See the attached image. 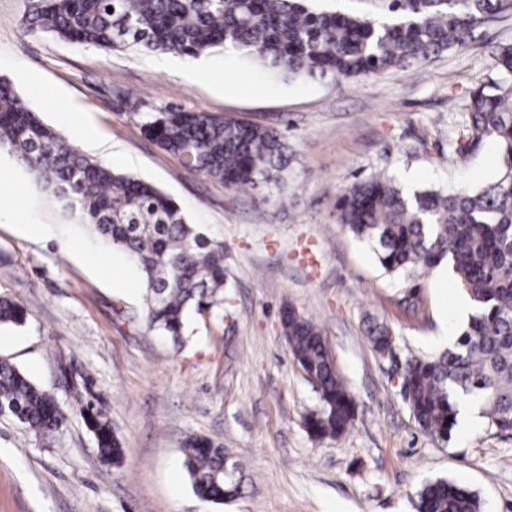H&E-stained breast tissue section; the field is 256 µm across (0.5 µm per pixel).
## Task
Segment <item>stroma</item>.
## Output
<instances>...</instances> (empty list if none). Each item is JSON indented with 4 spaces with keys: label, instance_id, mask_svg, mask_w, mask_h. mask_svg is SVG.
<instances>
[{
    "label": "stroma",
    "instance_id": "1",
    "mask_svg": "<svg viewBox=\"0 0 512 512\" xmlns=\"http://www.w3.org/2000/svg\"><path fill=\"white\" fill-rule=\"evenodd\" d=\"M31 4L0 0V80L84 154L150 180L223 240L224 315L197 318L182 347L150 328L141 270L63 218L0 152V297L27 313L23 326L0 325V357L70 411L48 443L0 419V512H416L418 491L437 478L469 487L481 512H512V435L477 415L450 441L432 439L399 392L406 358L459 334L466 294L453 281L440 291L432 269L386 274L335 210L346 185L374 172L405 190L497 179L493 143L464 157L448 143L466 130L472 91L499 77L512 10L418 73L339 82L275 77L234 52H106L32 34ZM169 106L277 127L295 152L280 190L225 188L159 149L140 117ZM287 304L321 328L355 403L340 438L304 427L320 401L283 336ZM369 315L395 334L393 356L372 349ZM92 393L122 441L120 466L99 459L74 411ZM190 435L241 461L238 496L220 505L193 492Z\"/></svg>",
    "mask_w": 512,
    "mask_h": 512
}]
</instances>
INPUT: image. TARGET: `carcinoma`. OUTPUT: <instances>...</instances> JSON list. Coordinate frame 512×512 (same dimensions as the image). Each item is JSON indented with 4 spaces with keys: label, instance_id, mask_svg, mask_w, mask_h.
<instances>
[{
    "label": "carcinoma",
    "instance_id": "carcinoma-1",
    "mask_svg": "<svg viewBox=\"0 0 512 512\" xmlns=\"http://www.w3.org/2000/svg\"><path fill=\"white\" fill-rule=\"evenodd\" d=\"M310 0H35L28 30L104 51L135 48L187 58L234 50L288 79L356 78L412 71L475 38L506 0H391L384 20L315 10ZM113 11H108V8ZM500 80L472 93L466 105L469 144L492 141L498 179L482 188L400 190L372 174L341 191L336 220L367 242L382 269L400 275L448 263L472 311L456 344L406 359L400 393L419 429L448 440L459 401L472 399L490 429L512 434V45L495 55ZM144 134L185 167L230 189L280 187L293 150L271 126L209 112L165 109L142 117ZM11 154L32 186L104 242L122 248L142 271L150 327L182 345L189 319L224 312V242L187 222L176 201L153 184L84 155L45 124L11 85L0 81V151ZM26 313L0 298V323L20 325ZM281 325L297 365L319 383L320 408L305 425L317 438L339 437L354 403L317 324L283 308ZM366 333L373 350L394 344L375 319ZM99 456L119 465L123 448L103 407L80 404ZM0 418L47 441L68 419L54 394L0 358ZM183 465L194 493L222 504L239 489L242 464L205 437L184 442ZM417 512H480L475 493L439 478L418 492Z\"/></svg>",
    "mask_w": 512,
    "mask_h": 512
}]
</instances>
